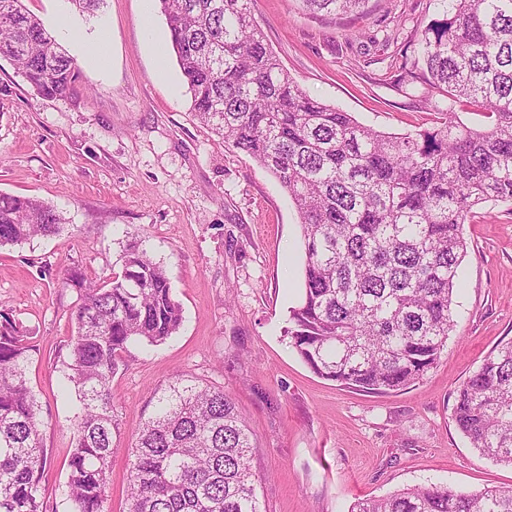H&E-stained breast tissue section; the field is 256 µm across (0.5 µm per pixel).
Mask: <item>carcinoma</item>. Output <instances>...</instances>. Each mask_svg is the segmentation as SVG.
Returning <instances> with one entry per match:
<instances>
[{
    "label": "carcinoma",
    "mask_w": 512,
    "mask_h": 512,
    "mask_svg": "<svg viewBox=\"0 0 512 512\" xmlns=\"http://www.w3.org/2000/svg\"><path fill=\"white\" fill-rule=\"evenodd\" d=\"M352 13L366 0H300ZM199 120L274 176L298 213L303 288L290 310L293 348L321 378L365 393L404 389L434 367L455 331L458 269L471 210L512 201V0H448L418 40L423 78L489 126L455 112L398 135L364 126L307 94L266 43L251 0H158ZM0 58L36 95L61 96L74 60L23 0H0ZM38 199L0 193V247L61 229ZM123 271L102 284L78 268L79 293L62 365L80 403L68 488L73 512H106L111 382L133 342L177 332L182 307L163 265L133 241ZM35 345L0 317V512H47L39 404L26 378ZM130 448L128 512H262L251 467L254 435L224 389L175 378ZM457 428L482 457L512 466V341L457 389ZM351 512H512V491L416 486L363 499Z\"/></svg>",
    "instance_id": "1"
}]
</instances>
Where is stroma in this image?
Segmentation results:
<instances>
[{
    "label": "stroma",
    "mask_w": 512,
    "mask_h": 512,
    "mask_svg": "<svg viewBox=\"0 0 512 512\" xmlns=\"http://www.w3.org/2000/svg\"><path fill=\"white\" fill-rule=\"evenodd\" d=\"M25 5L73 27L56 39L78 70L73 91L42 99L0 59V192L39 198L65 218L56 235L0 248V313L36 347L27 378L49 461L47 512H71L78 413L62 366L78 294L60 279L72 267L91 278L121 273L132 240L165 267L183 319L163 344L130 345L112 378L107 512H126L128 450L153 390L177 375L223 388L253 429L264 512H350L360 499L428 484L512 490V467L480 457L453 420L458 387L512 340L511 202L476 207L464 226L458 327L436 366L397 392L340 387L313 373L286 334L304 259L294 205L272 175L197 119L172 50L155 49V37L169 34L157 0H105L94 17L70 0ZM445 8L444 0H369L360 15L312 16L297 0H252L302 89L395 134L434 127L449 112L488 124L480 107L396 80ZM102 34L110 57L100 66L87 48Z\"/></svg>",
    "instance_id": "35a3bbf8"
}]
</instances>
